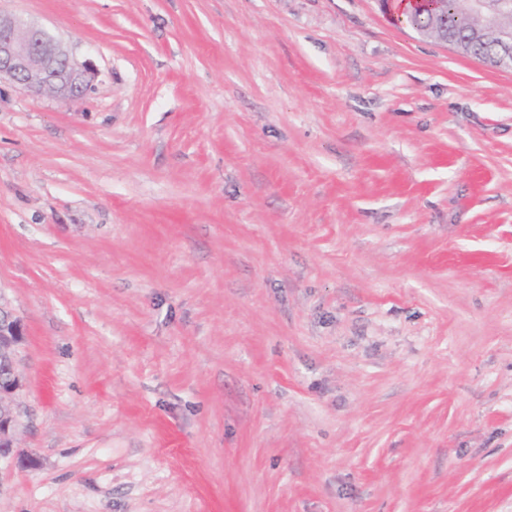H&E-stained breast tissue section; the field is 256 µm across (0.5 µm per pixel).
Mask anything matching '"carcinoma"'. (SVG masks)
Masks as SVG:
<instances>
[{
  "instance_id": "carcinoma-1",
  "label": "carcinoma",
  "mask_w": 512,
  "mask_h": 512,
  "mask_svg": "<svg viewBox=\"0 0 512 512\" xmlns=\"http://www.w3.org/2000/svg\"><path fill=\"white\" fill-rule=\"evenodd\" d=\"M489 5L500 13L502 27L512 30V0H490ZM398 21L435 43L446 42L460 54L496 66L500 32L483 27L466 0H415Z\"/></svg>"
}]
</instances>
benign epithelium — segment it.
Segmentation results:
<instances>
[{
	"mask_svg": "<svg viewBox=\"0 0 512 512\" xmlns=\"http://www.w3.org/2000/svg\"><path fill=\"white\" fill-rule=\"evenodd\" d=\"M97 72L91 62L77 61L44 30L15 15L0 13V79L8 78L32 92H50L64 101L84 96ZM19 323L0 309V361L18 346ZM22 387L17 360L12 359L0 380V459L12 452L18 414L11 397Z\"/></svg>",
	"mask_w": 512,
	"mask_h": 512,
	"instance_id": "1",
	"label": "benign epithelium"
}]
</instances>
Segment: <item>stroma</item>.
<instances>
[{"instance_id":"35a3bbf8","label":"stroma","mask_w":512,"mask_h":512,"mask_svg":"<svg viewBox=\"0 0 512 512\" xmlns=\"http://www.w3.org/2000/svg\"><path fill=\"white\" fill-rule=\"evenodd\" d=\"M0 512H512V70L388 0H0ZM96 76L90 61H77L41 28L0 13V80L8 78L27 91L72 101L92 89ZM21 335L18 321L0 308V361L2 365L4 358L10 357L9 352L18 346ZM21 387L22 379L17 369V360L11 359L6 365L3 381L0 379V460L9 457L13 450L18 414L11 397Z\"/></svg>"}]
</instances>
